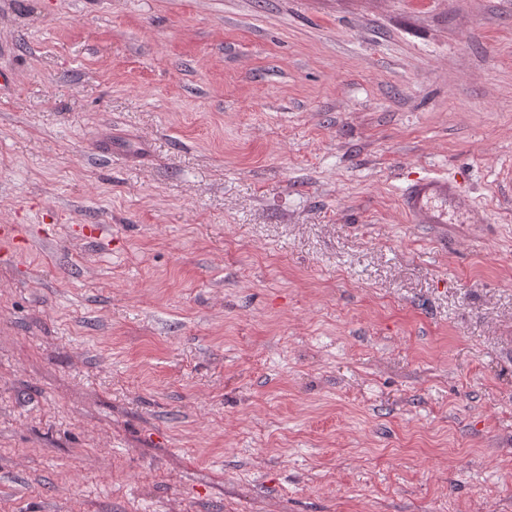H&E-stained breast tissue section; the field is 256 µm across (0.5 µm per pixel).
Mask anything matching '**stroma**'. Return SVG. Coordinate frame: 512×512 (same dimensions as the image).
I'll list each match as a JSON object with an SVG mask.
<instances>
[{"instance_id":"1","label":"stroma","mask_w":512,"mask_h":512,"mask_svg":"<svg viewBox=\"0 0 512 512\" xmlns=\"http://www.w3.org/2000/svg\"><path fill=\"white\" fill-rule=\"evenodd\" d=\"M0 224V512H512V0H0ZM454 194L448 178L418 176L404 189L401 204L416 224H446L448 196ZM26 244L25 226L23 224L0 225V250L4 252Z\"/></svg>"}]
</instances>
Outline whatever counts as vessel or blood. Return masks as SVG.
<instances>
[{
    "mask_svg": "<svg viewBox=\"0 0 512 512\" xmlns=\"http://www.w3.org/2000/svg\"><path fill=\"white\" fill-rule=\"evenodd\" d=\"M454 188L447 178L419 176L404 189L401 204L405 213L417 224H442L447 219V203ZM26 242L21 224L0 225V250L17 248Z\"/></svg>",
    "mask_w": 512,
    "mask_h": 512,
    "instance_id": "b4317fda",
    "label": "vessel or blood"
}]
</instances>
